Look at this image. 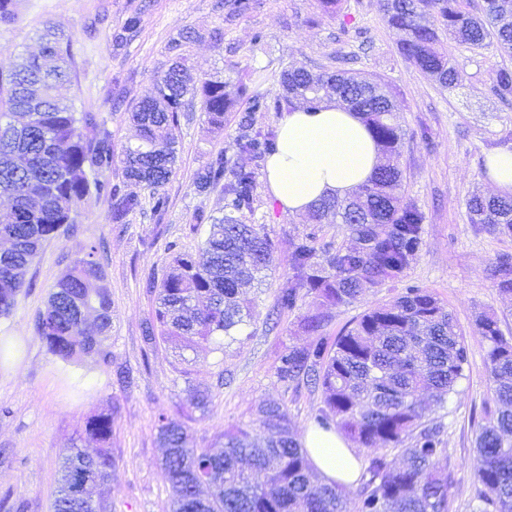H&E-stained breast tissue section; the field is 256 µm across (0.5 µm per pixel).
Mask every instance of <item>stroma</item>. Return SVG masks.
<instances>
[{"instance_id":"obj_1","label":"stroma","mask_w":512,"mask_h":512,"mask_svg":"<svg viewBox=\"0 0 512 512\" xmlns=\"http://www.w3.org/2000/svg\"><path fill=\"white\" fill-rule=\"evenodd\" d=\"M135 12L137 33L116 44L115 34ZM48 26L71 37V79L59 95L72 100L75 111L99 113L116 147L136 141L129 108L151 93L179 34L190 36L183 46L187 65L219 73L236 105L218 133L209 129L200 103L181 119L180 159L161 188L169 200L164 213L154 212L148 189L140 193V209L118 223L110 218L107 199H90L76 216L73 234L44 243L12 313L0 317V512H52L63 457L74 446L96 452L97 443L84 429L101 412L116 413V466L99 488L106 512H171L159 413L184 423L194 447L214 451L231 426L261 435L258 409L270 401L287 407L297 435L314 425L323 406L320 391L304 383L285 387L275 374L281 353L313 340L299 327L298 313L278 312L277 290L292 273V242L310 233L337 246L352 238L346 225L312 224L306 215L283 212L264 179L256 181L254 210L245 221L264 225L276 248L265 280L241 296L252 317L238 341L193 352L172 341L149 345L142 336L156 304L147 278L166 272L169 246L198 252L209 230L199 214H224L223 190L197 196L195 172L221 151L232 164L253 167L250 156L233 148L242 116H251L261 130L276 127L280 118L276 112L247 114L245 100L237 96L240 82L274 98L282 93L280 73L286 68L348 71L384 82L394 95L405 131L401 193L425 214L423 247L404 276L331 309L322 334L335 338L352 320L410 286L429 289L447 305L465 338L469 368L438 417L455 467L448 498L453 512H469L475 430L491 395L487 346L475 319L482 312L495 314L504 335L512 336V294L500 293L490 277L496 259L512 255V237L471 224L466 200L476 191L491 193L483 162L512 131V103L493 91L497 68L512 67V56L493 46L472 49L444 40L461 79L442 87L400 54L405 34L388 26L382 0H341L335 11L321 0H16L14 20L0 23V72H9L19 55L39 52L38 35ZM92 245L112 298V327L101 354L66 363L47 352L35 320L55 282ZM191 384L211 390L207 414L187 409Z\"/></svg>"}]
</instances>
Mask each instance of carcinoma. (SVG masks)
<instances>
[{"instance_id": "cac0c4a2", "label": "carcinoma", "mask_w": 512, "mask_h": 512, "mask_svg": "<svg viewBox=\"0 0 512 512\" xmlns=\"http://www.w3.org/2000/svg\"><path fill=\"white\" fill-rule=\"evenodd\" d=\"M389 26L405 32L400 53L421 72L444 87L456 85L461 74L440 49L446 35L469 47L495 41L512 52V0H484L477 16L460 0H385ZM42 50L22 59L0 79V197L11 201L0 211V316H8L25 283V273L44 242L66 224L72 226L89 198L105 197L118 221L141 206L134 191L119 193L105 175L115 158L125 178L153 190V209L161 213L168 197L159 192L178 160L175 130L188 102L201 98L206 123L224 129V113L233 101L224 97V81L191 73L182 57V41L170 45L173 62L156 80L150 95L131 108L138 141L115 152L112 132L96 112H77L55 95L69 77L71 40L48 27ZM283 95L269 99L239 87L250 112H280L294 102L314 109L336 98L360 114L385 157L372 177L351 196L325 198L310 211L317 224L340 219L356 240L350 247L323 248L316 236L292 243L293 275L277 291L281 312H292L312 297V309L300 326L317 332L328 320V309L353 303L364 292L399 278L422 247L424 214L396 193L403 173L397 159L404 131L385 84L344 71L312 74L284 70ZM495 92L512 102V68L495 73ZM93 136H86V132ZM235 148L262 162L277 149L271 129L256 130L240 123ZM222 187L227 212L211 222L196 256L176 252L162 279L151 276L146 288L158 290L154 320L145 338L164 339L196 349L223 337L236 340L237 327L250 313L238 298L260 281L275 242L262 224L240 219L254 209L256 173L231 167L224 153L210 157L195 174L193 190L206 196ZM469 222L512 236V194L475 193L466 201ZM89 247L53 286L36 331L54 357L73 361L101 353L102 336L112 325V301L100 282L104 272ZM491 276L502 293H512V256H500ZM476 329L487 345L486 368L495 409L474 439L473 469L477 483L471 512H512V338L504 336L497 318L482 313ZM468 350L451 313L430 291L408 287L390 303L352 321L333 343L319 337L292 347L278 357L276 375L291 386L304 379L321 389L324 408L318 427L334 430L369 451L358 478L354 500L338 481L315 475L307 450L293 433L288 410L269 402L258 410L264 431L260 442L245 427L224 432L223 450L212 453L190 446L187 427L159 415L158 438L165 448L162 466L172 491V512H452L448 484L454 465L440 421L428 418L419 400L421 390H436V407L464 378ZM191 408L206 413L211 396L188 391ZM114 413L103 412L86 424L85 433L99 443L96 454L67 451L53 512H91L95 486L112 475ZM395 450L402 462L388 459ZM212 488L205 498L200 488Z\"/></svg>"}]
</instances>
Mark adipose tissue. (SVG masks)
Listing matches in <instances>:
<instances>
[{
    "mask_svg": "<svg viewBox=\"0 0 512 512\" xmlns=\"http://www.w3.org/2000/svg\"><path fill=\"white\" fill-rule=\"evenodd\" d=\"M380 162V150L358 115L325 101L316 110L296 108L279 120L277 150L266 162L264 178L273 202L304 214L324 197L357 190ZM304 446L321 476L354 485L360 460L336 432L310 427Z\"/></svg>",
    "mask_w": 512,
    "mask_h": 512,
    "instance_id": "1",
    "label": "adipose tissue"
}]
</instances>
